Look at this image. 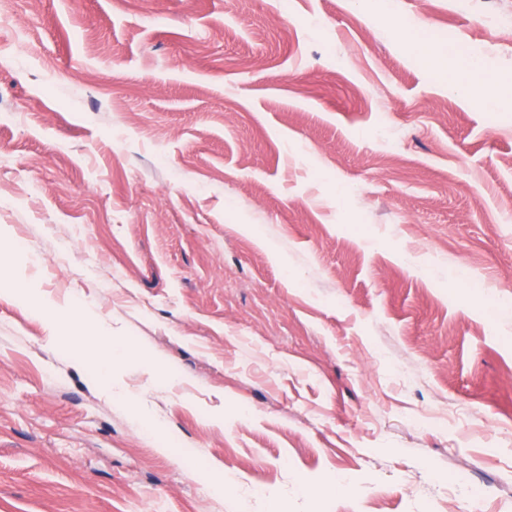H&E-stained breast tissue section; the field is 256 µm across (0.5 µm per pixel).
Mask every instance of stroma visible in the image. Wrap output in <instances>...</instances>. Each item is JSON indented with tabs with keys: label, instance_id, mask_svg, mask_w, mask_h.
Masks as SVG:
<instances>
[{
	"label": "stroma",
	"instance_id": "35a3bbf8",
	"mask_svg": "<svg viewBox=\"0 0 512 512\" xmlns=\"http://www.w3.org/2000/svg\"><path fill=\"white\" fill-rule=\"evenodd\" d=\"M1 288L0 512H512V0H0Z\"/></svg>",
	"mask_w": 512,
	"mask_h": 512
}]
</instances>
